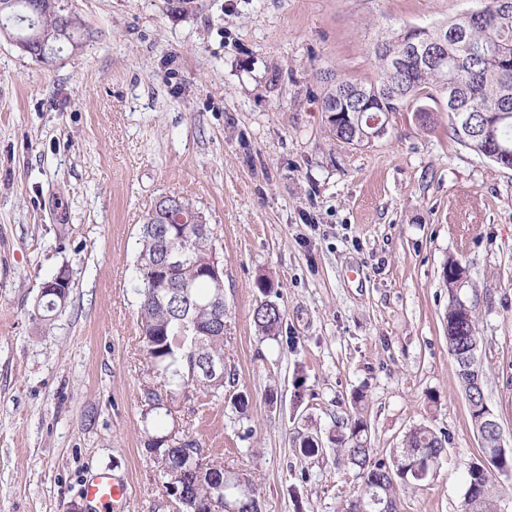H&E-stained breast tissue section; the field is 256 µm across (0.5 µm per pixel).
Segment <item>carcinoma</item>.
Wrapping results in <instances>:
<instances>
[{"mask_svg": "<svg viewBox=\"0 0 512 512\" xmlns=\"http://www.w3.org/2000/svg\"><path fill=\"white\" fill-rule=\"evenodd\" d=\"M63 0H39L34 14L36 24L55 43L73 45L83 36L80 18L66 10ZM427 35L448 40V54L437 63H429L409 49L392 27L373 42L372 53L377 79L369 83L336 80L322 101V107L336 105V116L328 119L333 137L343 143L365 146L363 131L367 119L398 112L412 102L437 96L448 98V128L460 144L478 155L499 152L496 163L512 167V67L499 65L495 55L512 53V0H485L483 15L462 13L448 23L429 28ZM373 106L363 107L362 101ZM487 116L490 129L481 136L468 135L459 112L462 107ZM161 213L149 211L140 227L138 274L141 288L139 338L150 366L165 388L166 396L155 390L145 394L144 420L161 421L170 415L162 400L174 403L189 386L206 397L224 395L225 375L200 374L207 358L224 355V329L216 323L215 310L224 305V289L217 288L205 273L213 256L209 230H196L194 224H182L178 231L191 233V258L176 272V278L189 285V303L173 302L161 306L153 301V283L145 271L148 261L158 253V227ZM61 307L59 297L48 294L38 301L34 316L46 321ZM460 299L448 306V351L464 353L479 340L472 314L463 312ZM284 313L275 302L265 300L253 311V322L263 335L274 338ZM166 428L151 435L148 448L154 453L158 478L167 484L173 473L181 475L176 500L180 512H209L212 502H223L233 512H260L253 483L247 476L224 469L219 459L202 454L195 439L184 446L169 447ZM369 427L361 418H349L338 426L330 441L336 444L334 462L357 471L360 495L343 512H399L400 487L410 481L425 480V468L433 469L447 454L446 440L425 426L409 431L401 450L388 460L373 458L368 441ZM483 458L468 468L464 496L465 512H498L495 473L512 471V455L496 462L488 454L493 447L481 448Z\"/></svg>", "mask_w": 512, "mask_h": 512, "instance_id": "carcinoma-1", "label": "carcinoma"}]
</instances>
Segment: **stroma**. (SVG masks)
<instances>
[{
    "instance_id": "35a3bbf8",
    "label": "stroma",
    "mask_w": 512,
    "mask_h": 512,
    "mask_svg": "<svg viewBox=\"0 0 512 512\" xmlns=\"http://www.w3.org/2000/svg\"><path fill=\"white\" fill-rule=\"evenodd\" d=\"M67 2L80 49L40 61L0 36V512H69L102 470L126 483L128 512H174L147 446L157 380L136 293L139 228L169 194L217 236L233 375L222 398L181 394V433L249 477L262 512H340L359 494L354 470L329 450L304 456L301 438L359 412L387 459L424 425L448 455L401 487L400 510L464 512L481 442L445 315L455 298L472 308L512 448V169L451 136L445 99L432 129L404 109L362 147L332 137L322 100L324 73L374 79L379 26H430L484 0ZM63 267L65 308L33 318ZM264 300L284 311L275 340L252 321ZM162 400L161 394L157 393L155 389L146 391L144 399L145 409L142 410L145 421L150 419L154 422H159L165 416L171 415L170 411L163 405Z\"/></svg>"
}]
</instances>
